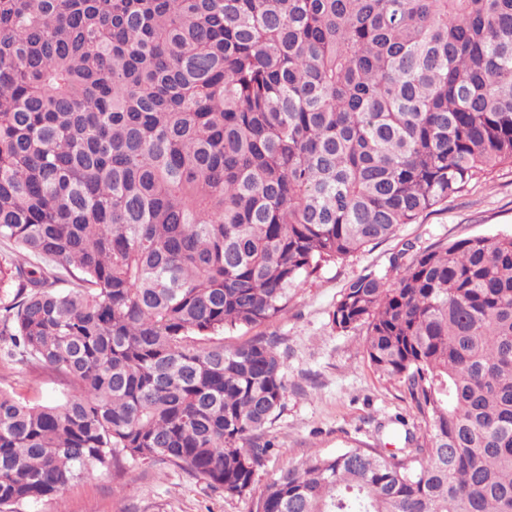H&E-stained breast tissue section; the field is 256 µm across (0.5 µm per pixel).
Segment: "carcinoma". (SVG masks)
<instances>
[{
    "mask_svg": "<svg viewBox=\"0 0 512 512\" xmlns=\"http://www.w3.org/2000/svg\"><path fill=\"white\" fill-rule=\"evenodd\" d=\"M512 166V0H0V512L159 458L251 495L302 277ZM332 313L421 433L302 458L251 512H512V235L391 260ZM0 386L31 404L62 398L60 379L50 370L29 367L23 370L0 366Z\"/></svg>",
    "mask_w": 512,
    "mask_h": 512,
    "instance_id": "carcinoma-1",
    "label": "carcinoma"
}]
</instances>
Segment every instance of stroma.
Listing matches in <instances>:
<instances>
[{
  "mask_svg": "<svg viewBox=\"0 0 512 512\" xmlns=\"http://www.w3.org/2000/svg\"><path fill=\"white\" fill-rule=\"evenodd\" d=\"M512 234V166L497 169L449 198L396 235L324 267L291 291L286 314L264 324L225 333L232 347L272 336L285 361L287 393L265 432L274 450L254 478L253 495L289 463L333 455L357 444L391 447L398 419L414 413L398 382L376 373L363 352V328L336 331L332 312L346 283L363 274H388L404 244L434 248L473 237ZM0 387L36 404L61 398L59 378L42 367L0 366ZM245 498H227L207 480L160 460H147L72 483L56 499L23 506L22 512H248Z\"/></svg>",
  "mask_w": 512,
  "mask_h": 512,
  "instance_id": "35a3bbf8",
  "label": "stroma"
}]
</instances>
